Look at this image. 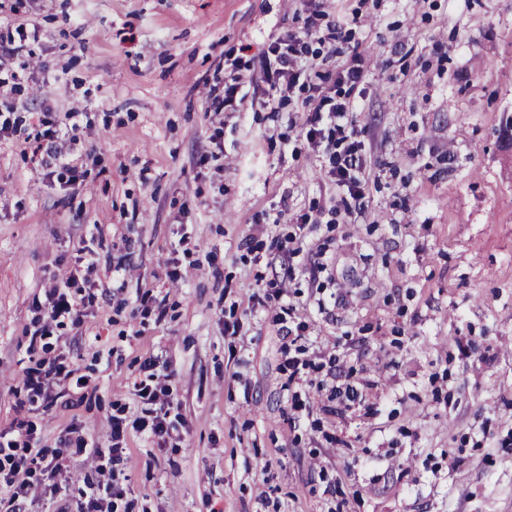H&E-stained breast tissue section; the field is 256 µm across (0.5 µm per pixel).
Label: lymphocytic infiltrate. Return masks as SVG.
Instances as JSON below:
<instances>
[{
  "label": "lymphocytic infiltrate",
  "mask_w": 512,
  "mask_h": 512,
  "mask_svg": "<svg viewBox=\"0 0 512 512\" xmlns=\"http://www.w3.org/2000/svg\"><path fill=\"white\" fill-rule=\"evenodd\" d=\"M345 27L346 22L341 17L325 29L312 20L303 34L271 35L258 62L268 85L261 100L263 108L280 111L295 93H303L306 117L302 133L313 151L327 158V176L347 213L351 214L366 208L369 174L364 145L356 130L355 92L363 74L360 57L355 54L349 62L338 61L346 41ZM315 36L329 43L330 49L325 55H316L311 50L309 41ZM83 286V280L74 270L56 280L40 305L46 317L43 335H52L54 329L66 324L76 328L82 325ZM86 385V379L78 376L61 354L39 359L26 371L25 397L18 405L23 416L16 422L17 435L0 441V482L9 491L6 512H18V501L26 498L44 470L60 466L58 457L52 456L49 448L34 443L37 426L30 418L31 413L49 401L53 388L81 389ZM137 392L151 409L148 415L131 421L120 415L112 416L110 447H100L94 439L82 434L71 435L66 441L75 454L87 455L96 462L98 469L109 473L107 482L91 480L81 490L90 512H102L104 506L121 499L125 493L120 464L129 432L146 435L160 443L171 433L166 410L168 384L144 382Z\"/></svg>",
  "instance_id": "obj_1"
}]
</instances>
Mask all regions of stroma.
<instances>
[{
  "instance_id": "obj_1",
  "label": "stroma",
  "mask_w": 512,
  "mask_h": 512,
  "mask_svg": "<svg viewBox=\"0 0 512 512\" xmlns=\"http://www.w3.org/2000/svg\"><path fill=\"white\" fill-rule=\"evenodd\" d=\"M316 11L353 18L373 176L364 215L298 224L335 197L301 104L213 100L226 60L251 68ZM21 23L28 55L0 57L20 74L0 110L21 108L20 135L0 137V430L23 397L34 299L81 249L97 263L82 325L52 339L89 384L32 416L71 498L42 484L20 512H76L85 481L106 480L63 440L76 423L108 444L113 414H141L148 361L179 423L162 448L128 435V512H512V0H0V40ZM72 111L80 129L56 149L77 188L30 140ZM275 239L301 253L264 307ZM288 304L304 358L337 361L354 403L289 380L272 321Z\"/></svg>"
}]
</instances>
